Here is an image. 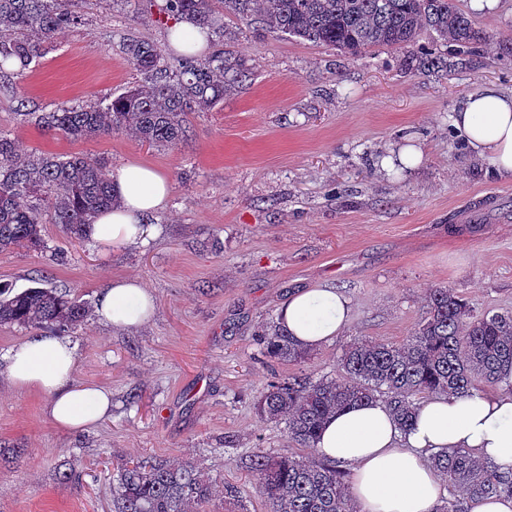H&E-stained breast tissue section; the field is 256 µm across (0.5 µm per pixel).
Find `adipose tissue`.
Listing matches in <instances>:
<instances>
[{"label": "adipose tissue", "mask_w": 512, "mask_h": 512, "mask_svg": "<svg viewBox=\"0 0 512 512\" xmlns=\"http://www.w3.org/2000/svg\"><path fill=\"white\" fill-rule=\"evenodd\" d=\"M451 123L492 175L512 179V92L476 88L453 112ZM109 178L121 204L95 218L89 240L105 252L149 245L159 229L148 218L165 207L168 179L137 161L112 169ZM155 309L153 293L139 279L115 278L99 294L95 314L105 325L132 330L148 322ZM350 318L349 299L327 283L292 293L278 314L306 349L334 341ZM5 361L10 386L44 394L48 416L59 429H88L112 409L111 391L77 381L75 349L58 334L30 336L11 348ZM316 447L321 456L349 468V495L357 512H435L445 488L427 461L431 452L463 448L500 470L512 468V392L433 396L420 403L407 430L386 405L365 402L327 419Z\"/></svg>", "instance_id": "ef3b65f1"}]
</instances>
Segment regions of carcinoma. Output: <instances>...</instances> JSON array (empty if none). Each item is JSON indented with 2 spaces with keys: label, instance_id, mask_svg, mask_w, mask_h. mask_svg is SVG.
Here are the masks:
<instances>
[{
  "label": "carcinoma",
  "instance_id": "carcinoma-1",
  "mask_svg": "<svg viewBox=\"0 0 512 512\" xmlns=\"http://www.w3.org/2000/svg\"><path fill=\"white\" fill-rule=\"evenodd\" d=\"M88 0H0V75L21 74L41 57L55 34L82 24ZM159 14L190 16L224 31V16L258 22L274 34L332 47L358 56L373 47L401 48L434 32L440 44L422 47L419 66L448 69L442 48L470 50L490 41L458 0H162ZM125 55L141 83L104 101L24 113L48 131L78 140L100 134H132L157 147L186 138L188 116L224 103V93L249 76L241 59L219 49L207 57L183 52L170 68L145 40H131ZM110 182L100 163L82 155L18 153L14 139L0 132V252L46 248V219L72 240L85 239L95 215L113 206ZM87 302L35 280L20 292L0 284V324L41 329L80 326ZM260 353L300 362V349L287 329L274 323L259 338ZM512 366V311L478 312L448 287L431 288L425 316L399 344L358 340L344 351L338 374L313 381L285 375L271 381L257 400L263 423H283L288 436L316 452L324 421L362 402L381 401L400 424L412 420L420 400L433 394L468 393L476 385L500 383ZM430 465L448 485L437 512H467L455 493L469 497H512V469L480 463L465 449H441ZM255 489L270 512H355L348 496V470L336 460L304 461L258 451L249 459ZM112 495L118 512H203L213 496L210 478L193 462L171 464L148 457L118 466Z\"/></svg>",
  "mask_w": 512,
  "mask_h": 512
}]
</instances>
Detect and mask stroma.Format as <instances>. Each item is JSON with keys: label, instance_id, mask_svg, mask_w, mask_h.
Wrapping results in <instances>:
<instances>
[{"label": "stroma", "instance_id": "stroma-1", "mask_svg": "<svg viewBox=\"0 0 512 512\" xmlns=\"http://www.w3.org/2000/svg\"><path fill=\"white\" fill-rule=\"evenodd\" d=\"M460 6L493 41L448 75L404 64L429 33L418 45L351 57L225 18L224 47L250 77L212 111L190 114L187 137L168 149L121 133L66 139L22 121L0 88V131L22 149L85 155L107 172L139 161L171 183L149 246L103 253L48 223L46 250L0 252V283L18 290L44 276L93 304L112 279L135 277L157 303L133 331L93 316L59 331L75 349L77 378L112 392V413L98 426L59 430L44 395L0 382V443L10 449L0 512H115L113 467L142 457L202 467L216 489L205 512H237L230 486L250 512H269L250 457L310 455L284 426L259 421L255 404L269 381L335 376L357 339L401 341L431 288H452L480 312L512 311V181L491 176L451 125L469 91L512 92V0L491 11ZM82 10L84 24L13 77L28 109L76 106L136 84L124 54L132 38L175 62L170 23L152 0ZM410 140L424 150L421 165L382 170L381 159ZM325 282L352 303L344 333L299 363L263 356L258 336L288 294Z\"/></svg>", "mask_w": 512, "mask_h": 512}]
</instances>
